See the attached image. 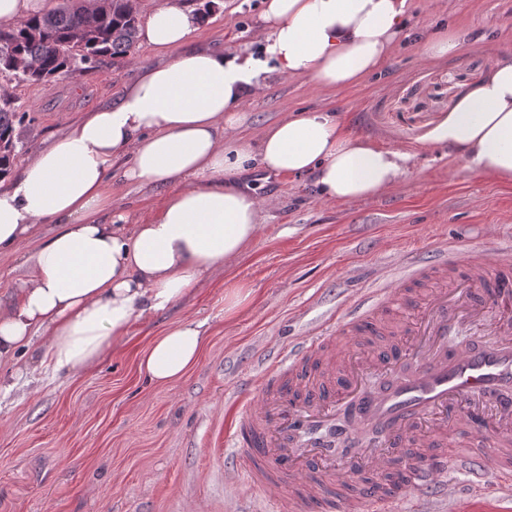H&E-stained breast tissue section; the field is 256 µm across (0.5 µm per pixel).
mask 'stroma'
<instances>
[{
	"label": "stroma",
	"instance_id": "obj_1",
	"mask_svg": "<svg viewBox=\"0 0 512 512\" xmlns=\"http://www.w3.org/2000/svg\"><path fill=\"white\" fill-rule=\"evenodd\" d=\"M210 6L192 46L258 50L265 43L263 0H186ZM409 35L383 72L343 91L269 74L243 110L255 131L303 109L339 113L349 131L414 156L390 191L346 203L321 198L312 179L254 168L242 182L263 200L262 228L233 266L203 275L170 308L134 322L128 341L85 371L38 374L0 399V512H255L256 487L224 469V407L259 380L290 342L329 323L362 288H377L405 252L442 242L493 251L512 244V184L440 157L423 137L464 91L512 54V0H412ZM467 38L458 55L426 57L421 39L438 28ZM150 51L128 61L42 82L0 74L24 119L19 160L45 147L84 113L116 100ZM156 190L112 178V211L129 223L150 214ZM248 300L226 315L227 287ZM201 323L198 364L179 382H149L139 369L147 343L173 324ZM424 512H512V492L429 498Z\"/></svg>",
	"mask_w": 512,
	"mask_h": 512
}]
</instances>
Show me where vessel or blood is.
Segmentation results:
<instances>
[{
	"mask_svg": "<svg viewBox=\"0 0 512 512\" xmlns=\"http://www.w3.org/2000/svg\"><path fill=\"white\" fill-rule=\"evenodd\" d=\"M412 281L427 292L404 297L400 341L337 357L335 339L383 335L390 289L361 291L330 331L299 339L269 366L257 393L225 430V456L259 487L275 512H394L405 491L425 498L448 490V466L512 485V245L485 251L437 246L430 260L406 254ZM491 327V342H455L458 331ZM492 431L491 448L445 446L448 423ZM401 472L396 485L338 496L358 474Z\"/></svg>",
	"mask_w": 512,
	"mask_h": 512,
	"instance_id": "obj_1",
	"label": "vessel or blood"
}]
</instances>
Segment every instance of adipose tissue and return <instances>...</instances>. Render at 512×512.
<instances>
[{"label": "adipose tissue", "instance_id": "1", "mask_svg": "<svg viewBox=\"0 0 512 512\" xmlns=\"http://www.w3.org/2000/svg\"><path fill=\"white\" fill-rule=\"evenodd\" d=\"M139 41L153 58L116 105L83 114L0 180V254L27 252L0 309V389L19 352L44 335L41 361L70 375L127 336L134 321L234 264L261 229L258 199L238 183L259 166L312 178L321 197L370 198L397 185L413 156L350 134L328 109L289 112L252 137L233 135L242 107L277 68L338 91L380 73L408 28L410 0H264L265 55L190 44L202 20L184 0H139ZM435 150L512 183V56L503 57L427 134ZM161 189L155 212L124 229L111 217L112 170ZM53 225L48 236L40 227ZM201 325L155 337L140 369L181 380L199 361Z\"/></svg>", "mask_w": 512, "mask_h": 512}]
</instances>
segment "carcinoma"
Returning a JSON list of instances; mask_svg holds the SVG:
<instances>
[{"label": "carcinoma", "mask_w": 512, "mask_h": 512, "mask_svg": "<svg viewBox=\"0 0 512 512\" xmlns=\"http://www.w3.org/2000/svg\"><path fill=\"white\" fill-rule=\"evenodd\" d=\"M131 0H99L94 15L82 6L57 8L10 30H0V72L20 82H38L66 71L78 57L93 67L105 56L126 60L137 42ZM15 98L0 89V177L17 158Z\"/></svg>", "instance_id": "carcinoma-1"}]
</instances>
